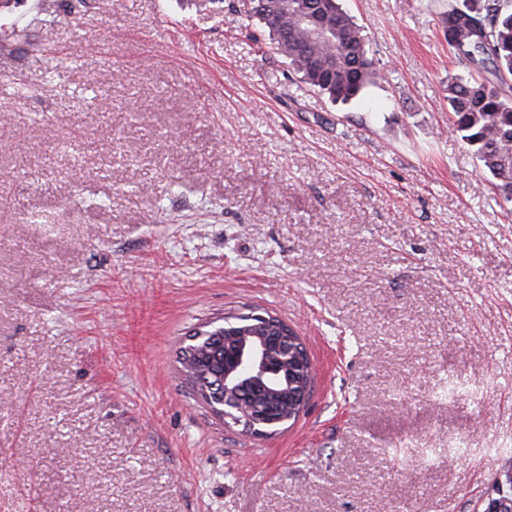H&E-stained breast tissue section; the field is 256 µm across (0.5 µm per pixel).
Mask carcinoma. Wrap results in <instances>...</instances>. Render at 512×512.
<instances>
[{
  "mask_svg": "<svg viewBox=\"0 0 512 512\" xmlns=\"http://www.w3.org/2000/svg\"><path fill=\"white\" fill-rule=\"evenodd\" d=\"M310 8L327 13L330 32L324 38L311 34L294 20ZM268 33L277 53L308 88L332 102L348 103L368 86L382 79L369 56L363 28L337 4V0H264L249 11ZM448 46L469 69L512 73V11L500 0H484L459 7L448 5L441 13ZM486 31L488 44L475 39ZM450 129L468 144L483 175L492 178L498 194L512 202V91L491 80L453 76L448 79ZM180 347L178 363L194 395L214 409L224 407V351L238 341V329L225 325L203 329ZM243 397L258 406L252 414L255 430L272 434L298 411L288 399L270 403L264 394L250 389Z\"/></svg>",
  "mask_w": 512,
  "mask_h": 512,
  "instance_id": "1",
  "label": "carcinoma"
}]
</instances>
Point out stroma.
<instances>
[{"label":"stroma","mask_w":512,"mask_h":512,"mask_svg":"<svg viewBox=\"0 0 512 512\" xmlns=\"http://www.w3.org/2000/svg\"><path fill=\"white\" fill-rule=\"evenodd\" d=\"M48 2L0 0V512L512 496V202L449 130L466 66L439 19L464 0H339L386 75L346 104L241 0H58L46 23ZM253 309L314 364L270 436L177 371L189 334Z\"/></svg>","instance_id":"35a3bbf8"}]
</instances>
